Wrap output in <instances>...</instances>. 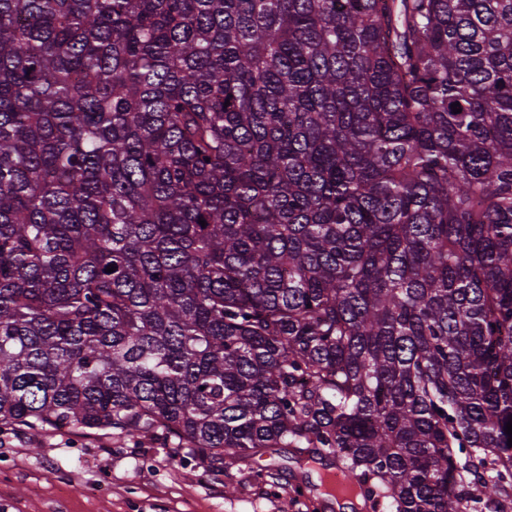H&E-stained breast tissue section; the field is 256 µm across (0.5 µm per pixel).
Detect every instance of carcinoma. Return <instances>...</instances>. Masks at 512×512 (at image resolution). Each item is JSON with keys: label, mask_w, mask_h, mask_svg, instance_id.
Here are the masks:
<instances>
[{"label": "carcinoma", "mask_w": 512, "mask_h": 512, "mask_svg": "<svg viewBox=\"0 0 512 512\" xmlns=\"http://www.w3.org/2000/svg\"><path fill=\"white\" fill-rule=\"evenodd\" d=\"M511 419L512 0H0L1 425L509 512Z\"/></svg>", "instance_id": "cac0c4a2"}]
</instances>
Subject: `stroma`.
<instances>
[{"label":"stroma","mask_w":512,"mask_h":512,"mask_svg":"<svg viewBox=\"0 0 512 512\" xmlns=\"http://www.w3.org/2000/svg\"><path fill=\"white\" fill-rule=\"evenodd\" d=\"M261 465L279 476L257 487L249 472ZM302 474L320 477L282 455L211 473L148 440L132 449L105 435L0 430V512H317L316 493L293 491Z\"/></svg>","instance_id":"obj_1"}]
</instances>
